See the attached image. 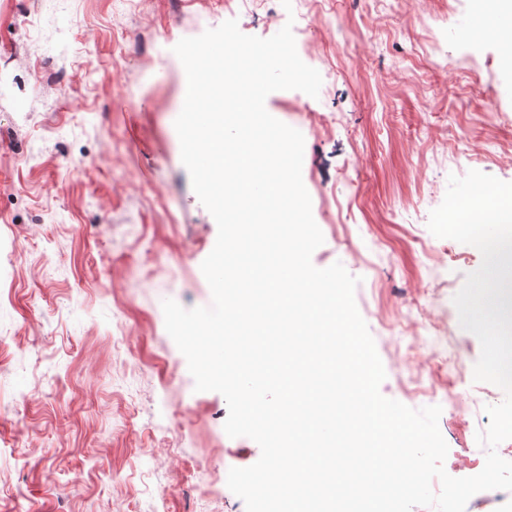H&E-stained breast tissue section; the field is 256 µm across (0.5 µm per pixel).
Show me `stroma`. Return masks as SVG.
<instances>
[{
	"label": "stroma",
	"instance_id": "1",
	"mask_svg": "<svg viewBox=\"0 0 512 512\" xmlns=\"http://www.w3.org/2000/svg\"><path fill=\"white\" fill-rule=\"evenodd\" d=\"M229 19L300 32L319 95L268 104L304 137L311 261L359 277L384 397L454 391L447 473L484 467L476 434L505 393L463 394L481 345L453 303L482 255L428 220L449 176L512 182V68L486 18L463 0H0V512H246L228 472L260 447L227 435L162 309L211 305L218 235L181 160L173 48Z\"/></svg>",
	"mask_w": 512,
	"mask_h": 512
}]
</instances>
